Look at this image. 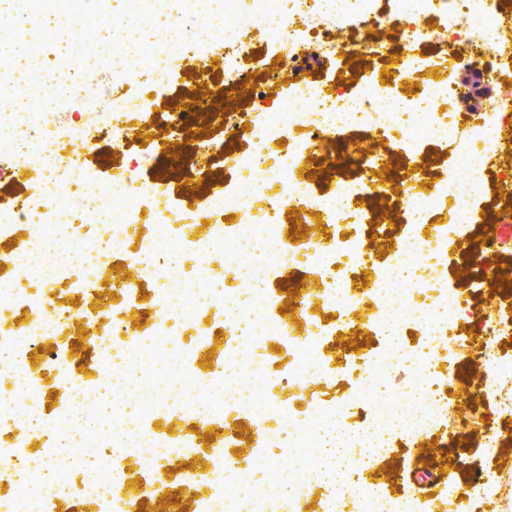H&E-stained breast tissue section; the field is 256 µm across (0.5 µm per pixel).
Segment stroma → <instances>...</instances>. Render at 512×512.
<instances>
[{"instance_id": "stroma-1", "label": "stroma", "mask_w": 512, "mask_h": 512, "mask_svg": "<svg viewBox=\"0 0 512 512\" xmlns=\"http://www.w3.org/2000/svg\"><path fill=\"white\" fill-rule=\"evenodd\" d=\"M383 55L357 60L337 49L333 58L322 60L309 73L289 74L268 89L270 99L292 91L305 79L324 82L333 93L334 82H343L381 70H392L407 58L398 29L388 30ZM58 54L67 67L80 73V94L88 103L73 114L78 126L90 128L96 143L92 159L100 180H107L118 166H130L146 177H156L164 161L158 150L167 140V108L164 98L149 94L157 116L152 126L137 119L125 122L128 143L124 152L112 150V125L99 116L96 105L112 93L111 74L93 67L82 55L59 45ZM485 184L472 198L469 223L451 225L443 269L448 288L460 292L463 312L448 331L447 347L438 348L435 370L446 380L443 393L448 400L447 423L430 435L413 440L396 438L392 450L371 468L360 471L358 480L382 489L391 498L413 492L417 512H512V398L487 389L494 360L512 361V293L500 287L512 271V249H504L486 220L504 212L512 214V196L501 185L512 182V141H501L496 151L483 155ZM478 243L486 263L483 284L472 287L462 276L463 249ZM504 328L492 347L482 348L485 319ZM465 369L466 380L453 379ZM504 442L502 451L486 456L484 445L492 436Z\"/></svg>"}]
</instances>
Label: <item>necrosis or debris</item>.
Here are the masks:
<instances>
[{"label": "necrosis or debris", "instance_id": "obj_1", "mask_svg": "<svg viewBox=\"0 0 512 512\" xmlns=\"http://www.w3.org/2000/svg\"><path fill=\"white\" fill-rule=\"evenodd\" d=\"M161 18L169 39H126V31ZM511 22L505 0H98L93 12L87 0H20L19 17L0 19V46H25L22 57H0V83L14 89L0 98V158L27 150L37 187L36 198L0 207V237L33 220L42 226L24 250L0 253V512H54L70 499L88 512H141L146 499L172 507L177 489L194 512H299L313 472L328 492L327 512H344L348 502L355 512H415L412 499L394 502L358 487L343 458L328 453V432L345 428L348 447L361 449L368 466L396 436L444 424L428 350L447 343L462 308L458 294L421 271L445 256L448 226L433 219L446 198L454 200L456 224L469 222L470 203L454 174L423 191L415 177L385 182L375 159L356 160L354 174L333 184L298 180L295 171L338 137L375 133L390 139L397 159L420 168L428 153L452 150L455 171L466 172L476 193L484 186L479 150L498 147L512 124L505 99L459 134L439 110L456 93L444 81L402 96L398 84L434 67L430 57L401 62L396 86L371 75L332 99L308 82L270 104L259 85L251 110L227 134L243 148L224 154L226 178L206 187L189 213L136 171L102 184L90 162L65 161L61 138L91 148L70 119L80 81L59 61L38 66L33 57L63 42L111 72L118 91L104 108L118 152L127 140L121 119L143 111L145 93L171 89L174 61L189 52L206 60L217 40L228 88L247 65L268 63L266 51L244 42L251 29L294 67L308 60L313 43L332 57L340 30L350 47L377 54L389 25H400L409 45L441 48L478 29L484 41L473 53L491 74L512 60L504 35ZM132 54L141 61L135 72L125 66ZM51 81L67 104L52 127L32 94ZM394 197L402 232L370 280L363 269L374 263L371 245L387 233L377 203ZM289 206L302 220L324 214L329 241L285 235L279 216ZM429 223L434 236L426 240L417 229ZM111 258L124 274H108ZM291 269L314 276L322 309L345 324L312 314L306 299L308 331L295 335L279 312L278 291ZM354 282L364 291L351 292ZM62 283L73 303L53 298ZM362 305L377 341L344 403L297 408L279 387L334 381L337 370L322 350L338 329H353L349 317ZM411 330L420 334L414 346L406 340ZM78 332L94 354L91 365L76 356ZM398 367L412 380L393 390L386 380ZM232 414L248 421L251 436L232 427ZM176 420L182 427L173 435L165 426Z\"/></svg>", "mask_w": 512, "mask_h": 512}]
</instances>
